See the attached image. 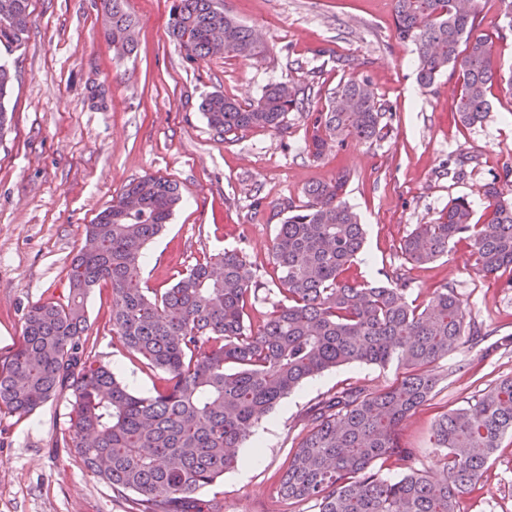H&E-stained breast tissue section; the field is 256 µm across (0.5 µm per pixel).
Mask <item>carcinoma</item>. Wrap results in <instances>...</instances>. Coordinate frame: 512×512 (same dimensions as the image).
Here are the masks:
<instances>
[{"label": "carcinoma", "mask_w": 512, "mask_h": 512, "mask_svg": "<svg viewBox=\"0 0 512 512\" xmlns=\"http://www.w3.org/2000/svg\"><path fill=\"white\" fill-rule=\"evenodd\" d=\"M122 2L104 0L107 35L131 51L134 23ZM392 2L396 35L413 45L419 81L430 85L449 69L458 72L455 112L465 125L482 122L498 71L488 38L477 32L479 0ZM30 15L29 0H0V47L25 43ZM216 25L224 27L222 51L210 38ZM169 30L193 62L266 51L257 32L224 14L217 0H172ZM15 77L0 64V133ZM309 89L271 82L247 106L212 93L200 108L226 136L251 127L278 130ZM385 113L367 80L338 84L312 121V154L384 138ZM349 180L340 170L308 185L305 205L288 206L273 245L282 299L255 330L245 316L259 284L241 251L197 262L162 291L142 286L143 249L181 195L162 177L130 183L86 225L91 249L71 262L67 300L26 310L22 345L0 362V411L28 414L67 394L76 410L70 443L86 470L118 493L135 494L139 512H204L195 494L238 466L237 448L288 393L331 368L395 362L404 376L390 388L350 386L319 405L278 494L312 501L318 512H460V499L476 490L499 440L512 432V376L438 416L433 437L444 451V478L433 481L411 465L398 426L431 399L437 380L430 367L457 348L464 312L446 286L414 306L406 280L387 286L348 276L364 241L358 214L343 201ZM486 195L494 204L481 223L473 221L471 201L458 197L435 221L415 225L401 245L407 262L429 263L468 239L483 273L512 269V198L495 181ZM102 282L112 289V332L160 376L152 395L132 392L111 367L86 356L84 301ZM382 457L396 458L408 473L397 481L376 477L370 467Z\"/></svg>", "instance_id": "cac0c4a2"}]
</instances>
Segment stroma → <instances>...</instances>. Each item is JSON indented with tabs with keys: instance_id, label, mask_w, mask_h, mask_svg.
<instances>
[{
	"instance_id": "35a3bbf8",
	"label": "stroma",
	"mask_w": 512,
	"mask_h": 512,
	"mask_svg": "<svg viewBox=\"0 0 512 512\" xmlns=\"http://www.w3.org/2000/svg\"><path fill=\"white\" fill-rule=\"evenodd\" d=\"M171 4L124 0L136 22L128 53L106 34L102 0H30L28 41L0 50L18 73L6 103L11 125L0 135V360L20 347L29 306L66 300L87 224L147 175L177 183L183 201L144 249V285L168 288L197 260L238 250L262 285L259 298L247 302L248 321L262 324L280 298L273 243L289 205L304 204L309 184L345 170L344 200L365 226L353 274L386 285L409 279L407 299L418 305L446 285L465 311L459 346L432 368L431 400L399 427L415 468L438 472L437 416L512 376V270L479 272L467 239L422 266L407 263L401 244L458 197L484 221L491 212L486 186L503 164L512 165V29L503 0H480V30L500 78L487 92V119L474 126L456 116L457 73L419 84L412 46L395 34L392 0H222L226 14L262 35L267 52L195 63L169 32ZM352 77L370 82L387 109L388 133L313 157L311 115ZM275 81L312 87L306 108L289 112L279 130L224 136L200 110L214 92L249 104ZM110 300L105 283L87 299L86 351L133 390L152 394L158 375L114 335ZM402 375L394 363H352L306 380L255 428L261 459L225 473L198 498L219 512H316L277 494L311 408L343 388L385 389ZM74 415L65 396L25 415L0 412V512H137L133 493L113 492L83 467L75 448L62 445ZM460 512H512V433L501 438Z\"/></svg>"
}]
</instances>
